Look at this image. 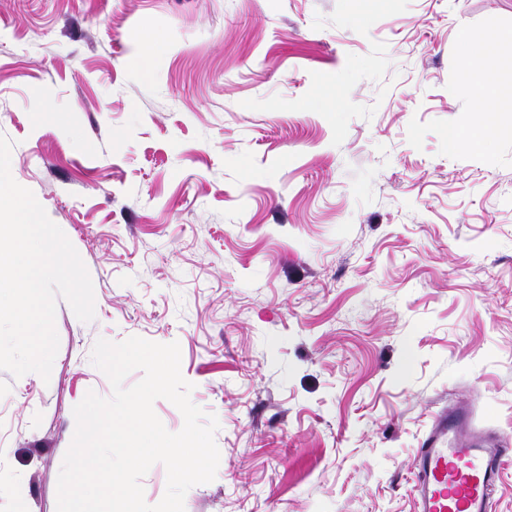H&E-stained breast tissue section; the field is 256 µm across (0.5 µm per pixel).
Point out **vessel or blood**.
<instances>
[{
	"instance_id": "obj_1",
	"label": "vessel or blood",
	"mask_w": 512,
	"mask_h": 512,
	"mask_svg": "<svg viewBox=\"0 0 512 512\" xmlns=\"http://www.w3.org/2000/svg\"><path fill=\"white\" fill-rule=\"evenodd\" d=\"M512 443L472 426L463 407L437 416L416 452L417 512H494L490 489Z\"/></svg>"
}]
</instances>
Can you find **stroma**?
<instances>
[{"label":"stroma","instance_id":"1","mask_svg":"<svg viewBox=\"0 0 512 512\" xmlns=\"http://www.w3.org/2000/svg\"><path fill=\"white\" fill-rule=\"evenodd\" d=\"M494 30L512 0H0L11 174L95 294L49 379L0 370V512H56L100 338L178 342L218 419L185 512H415L442 409L512 440V112L448 148Z\"/></svg>","mask_w":512,"mask_h":512}]
</instances>
